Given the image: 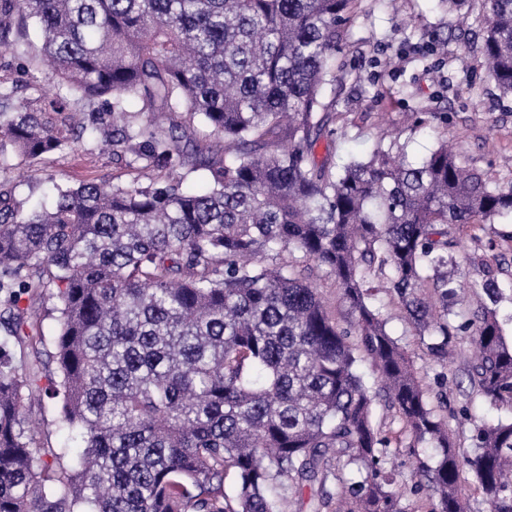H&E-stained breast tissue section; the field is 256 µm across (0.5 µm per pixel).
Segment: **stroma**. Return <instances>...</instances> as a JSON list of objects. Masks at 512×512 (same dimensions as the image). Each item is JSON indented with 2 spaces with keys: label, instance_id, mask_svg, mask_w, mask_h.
Instances as JSON below:
<instances>
[{
  "label": "stroma",
  "instance_id": "obj_1",
  "mask_svg": "<svg viewBox=\"0 0 512 512\" xmlns=\"http://www.w3.org/2000/svg\"><path fill=\"white\" fill-rule=\"evenodd\" d=\"M463 11L469 15L470 32L461 40L458 13L449 11L443 0H399L395 6L389 0H357L339 31L336 79L324 91L325 99L336 103L334 134L317 143V159L339 165L365 158L377 138L389 135L406 141L410 159L417 161L444 142L463 166L484 173L502 188L512 187V98L500 97L489 76L483 53V0H465ZM132 178L110 155L68 149L16 171L13 201L29 206L57 183L126 184ZM448 237L456 241L458 255L473 252L512 270V214L480 226L449 225ZM306 275L330 317L341 329L353 330V315L335 277L314 266ZM376 302L429 399L446 393L443 413L450 418V428L457 429L451 413L462 406L477 424L507 417V410L492 408L463 382V369L471 358L469 336H461L452 366L441 365L403 319L396 298L381 293ZM377 413L391 440L387 467L399 484L408 486L417 460H429L431 452L411 446L394 411L381 407ZM37 415L57 453L69 460L82 452L78 433L60 423L57 404L45 402Z\"/></svg>",
  "mask_w": 512,
  "mask_h": 512
}]
</instances>
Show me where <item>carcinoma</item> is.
<instances>
[{
  "label": "carcinoma",
  "mask_w": 512,
  "mask_h": 512,
  "mask_svg": "<svg viewBox=\"0 0 512 512\" xmlns=\"http://www.w3.org/2000/svg\"><path fill=\"white\" fill-rule=\"evenodd\" d=\"M355 2L0 0V48L26 74L51 62L59 89L0 78V512H285L293 500L298 512H404L381 403L435 450L412 485L430 512H471L466 468L489 512H512V418L471 428L461 453L372 304L395 293L442 364L469 334L470 389L512 410L496 309L512 277L488 274L487 301L459 320L448 240L450 224L512 214V188L444 144L409 162L381 138L365 160L317 161L322 91ZM483 30L490 76L512 96V0H485ZM197 125L203 144L176 135ZM100 145L130 183L10 206L13 169ZM187 170L210 188L185 185ZM308 262L335 276L357 343ZM37 301L57 323L55 379ZM57 398L84 443L71 463L25 417Z\"/></svg>",
  "instance_id": "obj_1"
}]
</instances>
